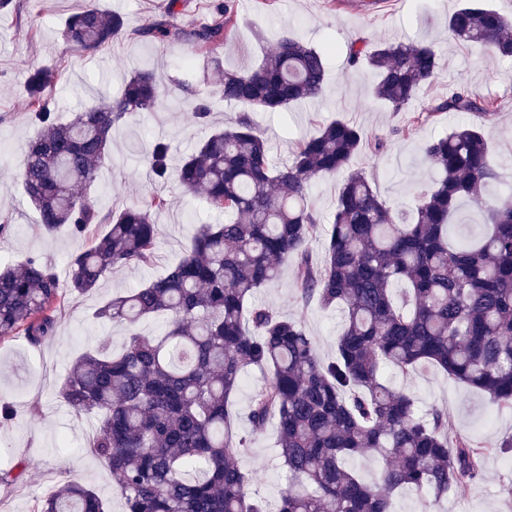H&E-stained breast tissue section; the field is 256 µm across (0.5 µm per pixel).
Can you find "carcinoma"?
<instances>
[{"label": "carcinoma", "instance_id": "1", "mask_svg": "<svg viewBox=\"0 0 512 512\" xmlns=\"http://www.w3.org/2000/svg\"><path fill=\"white\" fill-rule=\"evenodd\" d=\"M174 12L132 31L122 16L87 0L66 22L70 50L92 53L122 37L176 42L188 65L220 70L217 50L237 16L223 0L210 19L187 28ZM448 33L512 60V20L465 0L449 17ZM346 66L371 68L372 97L405 112L431 83L440 59L424 43H372L357 38ZM327 55L286 34L258 66L221 70L219 92L241 107L181 164L170 147L154 143L147 163L158 181L174 178L187 192L224 214L203 224L181 259L163 275L125 295L106 299L98 319L125 326L123 351L85 352L69 369L59 396L77 413L97 416L92 455L112 470L125 512H391L392 496L428 490L435 498L478 478L487 455L512 453V438L483 442L448 436V414L423 416L414 397L384 380L387 369L406 376L431 366L512 412V184L492 164L474 125L460 123L421 145L437 178L415 187L404 212L387 204L352 158L369 143L346 120L324 124L277 165L256 127L254 112H282L321 95ZM57 74L36 68L24 91L39 127L25 150L21 179L42 231L65 228L82 236L92 224L106 230L75 251L68 280L39 256L0 267V340L24 337L32 346L54 335L69 296L95 293L128 266H148L160 235L156 217L166 199L151 193L118 211L101 212L87 194L111 161L112 128L163 105L154 71L143 69L120 95L59 120L50 99ZM185 106L200 124L210 112L200 90L185 82ZM466 113L485 121L497 102L458 82L425 117ZM344 175L330 224L308 203L313 180ZM480 214V232L464 233L459 205ZM322 233L324 256L309 244ZM295 267V301L336 307L343 327L336 356L319 359L302 323L258 302L284 264ZM163 316L167 330L149 336L144 320ZM249 368L269 372L251 398L255 433L276 425L289 486L275 506L252 496L253 476L238 457L250 449L237 433L232 399ZM370 453L384 459L379 480L364 482L347 460ZM37 512H107L103 499L76 482L61 485Z\"/></svg>", "mask_w": 512, "mask_h": 512}]
</instances>
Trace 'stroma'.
Returning a JSON list of instances; mask_svg holds the SVG:
<instances>
[{
    "label": "stroma",
    "mask_w": 512,
    "mask_h": 512,
    "mask_svg": "<svg viewBox=\"0 0 512 512\" xmlns=\"http://www.w3.org/2000/svg\"><path fill=\"white\" fill-rule=\"evenodd\" d=\"M219 0H99L101 8L123 16L128 29L176 8L181 23L204 22ZM86 0H21L22 10L0 11V218L11 228L0 235V263H14L30 255L51 262L60 276L68 274L71 253L88 247L103 232L91 225L85 237L71 238L61 232L42 233L36 214L24 195L20 179L23 146L37 133L30 121L23 88L30 69L38 65L58 68L62 77L51 97L61 116L97 103L100 97L119 91L126 77L144 67L159 77L164 105L157 112L128 119L112 130L110 163L98 172L89 194L101 211H116L141 196L157 192L167 200L159 214L161 235L154 264L148 268L126 267L112 274L90 296L71 298L58 319L57 330L34 347L24 337L0 341V403L13 406L15 417L0 424V469L27 463L21 479L0 486V512H34L39 500L60 485L75 481L93 489L108 512H125L112 472L101 460L85 451L92 434L93 416L74 413L58 397V389L73 361L86 349L110 344L120 351L127 332L93 316L112 294L141 287L178 261L198 225L220 222L206 201L184 193L175 180L155 181L144 161L156 140L169 143L171 162L179 164L206 137L212 125L232 123L239 109L227 104L217 91L218 75H210L202 90L209 96L210 122L195 123L185 110L178 82L198 80L200 71H186L187 51L179 43L119 39L99 51L76 54L66 49L61 30L67 18L84 7ZM459 0H237V23L219 55L225 68L259 65L279 38L291 32L327 52L328 71L319 98L285 112H257L253 119L268 138L276 162H285L296 144L317 133L334 118L361 126L368 137L384 138L383 153L356 155L352 168L365 172L382 199L390 205L413 206V187L433 179L434 171L420 152L423 139L448 132L464 122L463 114L446 113L409 134H401L404 113L373 99L369 89L375 76L370 69H348L344 48L358 37L395 39L434 45L441 69L434 84L422 90L415 102L425 110L432 99L446 96L465 81L480 94L498 102L494 121L481 130L500 171L512 172V60L490 55L476 45H462L448 36V17ZM293 265L281 269L276 283L261 289L260 299L278 313L297 319L312 337L320 359L336 354L341 328L338 310L319 304L303 307L294 298ZM388 381L411 393L421 411L442 408L448 412L450 436L503 440L512 436V412H499L478 391L449 381L434 368L407 376L388 374ZM265 382L252 370L235 396L236 428L251 434L252 449L239 460L255 474L249 490L276 502L288 485L276 447V428L267 426L251 433L247 413L254 391ZM393 512H512V464L502 457L486 458L483 470L470 486L449 492L440 499L428 493L395 494Z\"/></svg>",
    "instance_id": "obj_1"
}]
</instances>
